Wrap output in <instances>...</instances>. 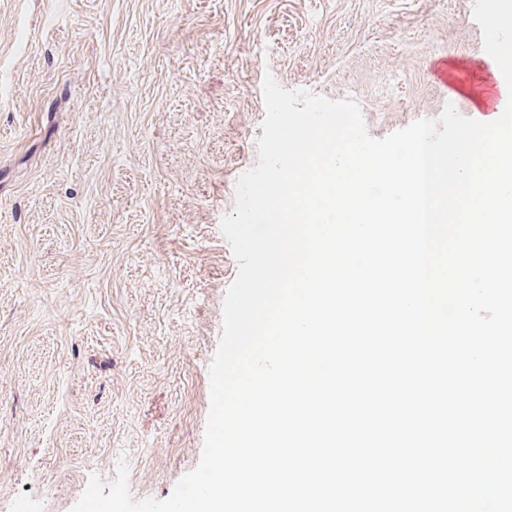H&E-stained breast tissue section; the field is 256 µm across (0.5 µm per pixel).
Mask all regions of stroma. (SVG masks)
I'll return each instance as SVG.
<instances>
[{
  "label": "stroma",
  "mask_w": 512,
  "mask_h": 512,
  "mask_svg": "<svg viewBox=\"0 0 512 512\" xmlns=\"http://www.w3.org/2000/svg\"><path fill=\"white\" fill-rule=\"evenodd\" d=\"M474 0H0V512H71L201 459L265 74L385 137L487 60Z\"/></svg>",
  "instance_id": "obj_1"
}]
</instances>
